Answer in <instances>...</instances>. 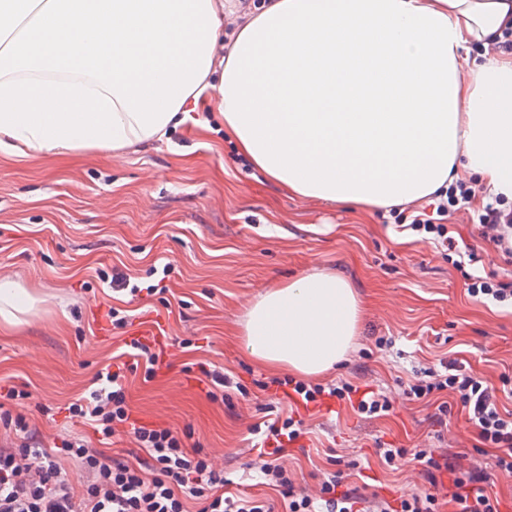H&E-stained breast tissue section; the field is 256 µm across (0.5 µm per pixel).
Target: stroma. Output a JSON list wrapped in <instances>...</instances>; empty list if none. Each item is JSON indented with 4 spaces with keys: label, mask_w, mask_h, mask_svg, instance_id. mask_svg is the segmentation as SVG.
Instances as JSON below:
<instances>
[{
    "label": "stroma",
    "mask_w": 512,
    "mask_h": 512,
    "mask_svg": "<svg viewBox=\"0 0 512 512\" xmlns=\"http://www.w3.org/2000/svg\"><path fill=\"white\" fill-rule=\"evenodd\" d=\"M213 118L210 129L186 124L167 141L121 160L89 152L19 162L0 156V277L35 290L45 303L30 325L0 335V387L28 390L18 405L46 445L91 436L67 406L95 374L117 366L125 340L159 341L152 379L126 371L128 405L140 424L190 430L228 492L277 499L262 485L251 427L258 404L240 395L206 397L199 364L229 370L248 390L268 378L245 354L238 322L264 290L315 268L340 271L367 302L353 350L329 382L346 381L392 399L379 418L349 405L301 409L310 429L281 464L298 488L315 493L328 460H359L351 479L367 494L396 499L427 489L410 458L382 464L380 442L434 446L436 454L479 458L502 512H512V473L498 470L467 415L452 407L433 422L436 402H414L402 385L427 368L462 361L491 383L512 375V312L471 298L464 273L512 278V258L480 239L472 207L448 222L477 247L480 260L460 272L419 236L396 226L389 210L356 213L288 196L240 158ZM170 262L164 290L131 297L102 282L147 281L158 260ZM126 312L113 326L111 308ZM388 346L378 347L379 338ZM54 415H45L41 406Z\"/></svg>",
    "instance_id": "1"
}]
</instances>
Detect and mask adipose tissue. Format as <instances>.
Masks as SVG:
<instances>
[{"instance_id": "1", "label": "adipose tissue", "mask_w": 512, "mask_h": 512, "mask_svg": "<svg viewBox=\"0 0 512 512\" xmlns=\"http://www.w3.org/2000/svg\"><path fill=\"white\" fill-rule=\"evenodd\" d=\"M0 0V154L121 159L215 94L243 159L289 195L410 208L459 180L512 200V0ZM483 48V62L471 47ZM41 297L0 277V333ZM366 304L315 268L248 306L256 363L320 378Z\"/></svg>"}]
</instances>
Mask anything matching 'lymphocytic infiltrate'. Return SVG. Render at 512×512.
Returning a JSON list of instances; mask_svg holds the SVG:
<instances>
[{
	"mask_svg": "<svg viewBox=\"0 0 512 512\" xmlns=\"http://www.w3.org/2000/svg\"><path fill=\"white\" fill-rule=\"evenodd\" d=\"M472 190L459 183L450 187L438 201L435 215L411 216L409 230L427 240L437 250L463 253L471 262L479 256L473 248H459L450 234L448 215L467 202ZM472 221L481 237L504 255L512 256V205L500 196H487L474 211ZM88 396L68 406L71 416L90 425L102 440H110L131 420L126 390L120 372L98 373ZM288 393L293 402L309 405L323 399H353L361 415L380 417L392 408L390 400L372 390L358 391L347 383L310 385L292 378L272 381ZM455 396L467 411L480 441L498 451L496 464L512 472V410L504 405L512 399V379L503 378L501 387L489 385L462 363L451 361L443 369L427 370L408 383L404 394L412 401H423L442 393ZM0 426L12 430L19 440L14 448L0 449V512H188V501H195L197 512H273L266 500L224 493V478L216 473L201 449L187 448L178 433L168 428L138 426L133 430L145 453L138 465L106 455L89 447L82 439L64 441L57 452L43 448L22 414L0 412ZM260 437L261 471L269 486L275 487L287 502V512H439V488L388 501L366 496L360 487L349 484L342 471L327 473L318 496L296 491L286 470L272 464V457L286 455L305 434L302 421L277 418L267 425H254ZM415 459L430 469L441 465L432 449L415 452ZM76 462L88 476L82 489H74L62 464ZM447 467L452 474V500L459 512H501L500 501L487 492V476L474 463L455 460Z\"/></svg>",
	"mask_w": 512,
	"mask_h": 512,
	"instance_id": "f902f5d3",
	"label": "lymphocytic infiltrate"
}]
</instances>
